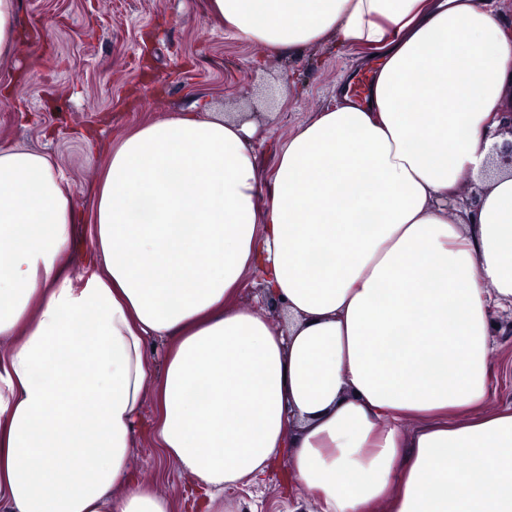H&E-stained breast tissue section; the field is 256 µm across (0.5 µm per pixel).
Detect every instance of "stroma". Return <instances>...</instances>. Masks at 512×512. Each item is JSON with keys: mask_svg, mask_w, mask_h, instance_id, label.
<instances>
[{"mask_svg": "<svg viewBox=\"0 0 512 512\" xmlns=\"http://www.w3.org/2000/svg\"><path fill=\"white\" fill-rule=\"evenodd\" d=\"M26 33L13 65L0 66V144L49 154L69 180L77 211L73 269L91 251L92 209L105 158L100 143L117 144L148 121L206 106L207 117L256 122L269 139L259 152L261 184L275 169V149L302 122L333 105L336 82L354 55L312 45L269 67L257 47L230 36L206 0H21ZM491 358L495 411L512 406V313L495 317ZM153 401L144 405L141 437L129 460L138 481L182 512L189 483L173 461H161L151 435ZM278 477L231 492L233 512H312L314 496H284Z\"/></svg>", "mask_w": 512, "mask_h": 512, "instance_id": "1", "label": "stroma"}]
</instances>
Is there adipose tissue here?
I'll return each mask as SVG.
<instances>
[{"mask_svg": "<svg viewBox=\"0 0 512 512\" xmlns=\"http://www.w3.org/2000/svg\"><path fill=\"white\" fill-rule=\"evenodd\" d=\"M207 9L265 61L320 44L378 63L278 146L266 189L238 118L126 135L79 281L68 182L0 146V512H172L128 469L149 397L163 458L205 491L193 512L283 455L314 512H512V407L485 409L512 305V173L490 164L512 22L486 0ZM467 174L483 188L462 206ZM248 271L287 326L233 304Z\"/></svg>", "mask_w": 512, "mask_h": 512, "instance_id": "adipose-tissue-1", "label": "adipose tissue"}]
</instances>
